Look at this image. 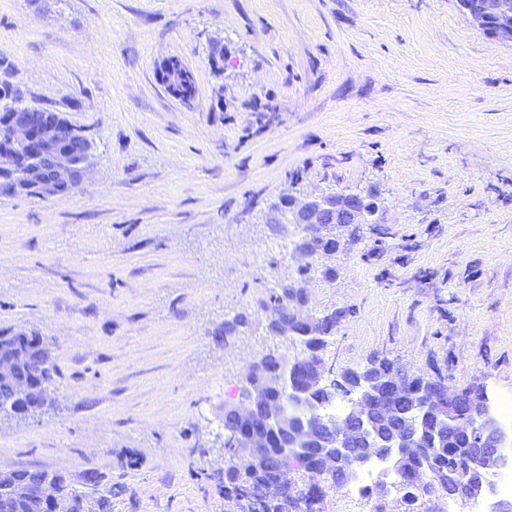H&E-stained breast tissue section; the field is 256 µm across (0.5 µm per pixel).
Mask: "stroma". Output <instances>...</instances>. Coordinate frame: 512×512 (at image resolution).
<instances>
[{
    "mask_svg": "<svg viewBox=\"0 0 512 512\" xmlns=\"http://www.w3.org/2000/svg\"><path fill=\"white\" fill-rule=\"evenodd\" d=\"M5 83L97 151L70 197L0 196V330L56 368L40 410L0 414L1 473L229 512L224 406L250 362L300 352L254 306L298 267L262 222L287 193L368 191L384 217L310 260L311 315L341 313L328 363L512 394V42L457 0H0ZM158 77L167 91L179 100L184 101L195 94L196 87L192 72L177 59L164 62L159 68Z\"/></svg>",
    "mask_w": 512,
    "mask_h": 512,
    "instance_id": "1",
    "label": "stroma"
}]
</instances>
